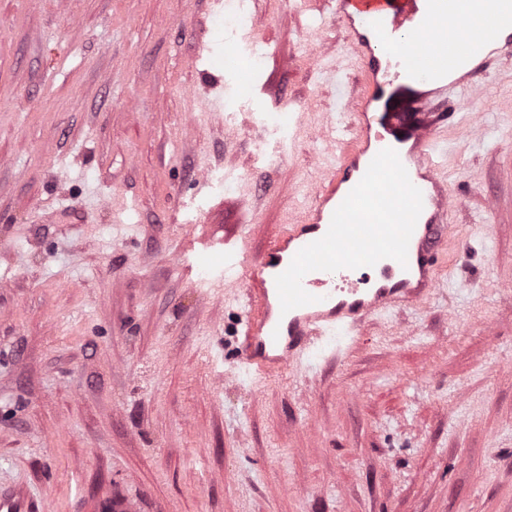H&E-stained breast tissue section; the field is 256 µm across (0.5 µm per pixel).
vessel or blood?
<instances>
[{
  "label": "vessel or blood",
  "instance_id": "1",
  "mask_svg": "<svg viewBox=\"0 0 512 512\" xmlns=\"http://www.w3.org/2000/svg\"><path fill=\"white\" fill-rule=\"evenodd\" d=\"M335 17L349 38L363 88L347 123L324 117L318 132L333 158L310 189L312 203L290 212L264 250L246 236L200 250L221 255L226 284H244L239 365L257 377L350 351L367 319L424 300L437 284L440 257L460 200L441 176V135L461 112L482 111L470 96L495 54L512 52V0H319L308 21L317 43ZM464 26L459 45L454 27ZM194 65L216 94L235 80ZM0 512H42L24 486L0 493Z\"/></svg>",
  "mask_w": 512,
  "mask_h": 512
}]
</instances>
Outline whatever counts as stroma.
Masks as SVG:
<instances>
[{
    "instance_id": "1",
    "label": "stroma",
    "mask_w": 512,
    "mask_h": 512,
    "mask_svg": "<svg viewBox=\"0 0 512 512\" xmlns=\"http://www.w3.org/2000/svg\"><path fill=\"white\" fill-rule=\"evenodd\" d=\"M256 14L262 83L216 114L192 35L221 73L231 30L205 0H0V491L48 512H512V54L448 133L462 205L431 298L336 366L259 379L242 288L177 259L247 224L260 252L362 77L338 28L337 77L309 63L305 0Z\"/></svg>"
}]
</instances>
